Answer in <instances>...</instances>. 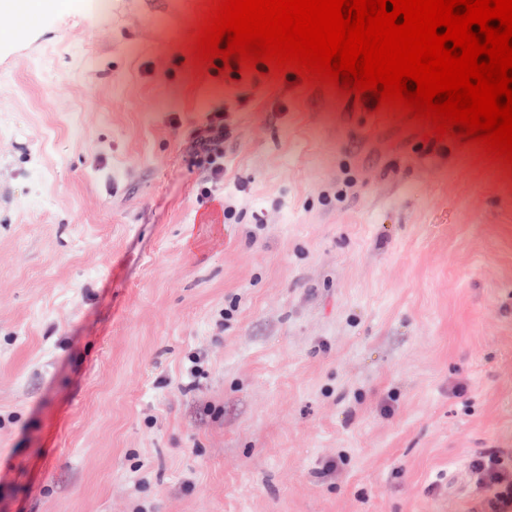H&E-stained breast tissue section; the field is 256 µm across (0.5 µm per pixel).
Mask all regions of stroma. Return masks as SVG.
Here are the masks:
<instances>
[{"mask_svg": "<svg viewBox=\"0 0 512 512\" xmlns=\"http://www.w3.org/2000/svg\"><path fill=\"white\" fill-rule=\"evenodd\" d=\"M207 2L0 11V512H483L512 168L194 65ZM226 128L220 112L211 114L204 130L198 133L193 142L196 156L207 165L209 182L217 184L224 178V155L220 147L224 143Z\"/></svg>", "mask_w": 512, "mask_h": 512, "instance_id": "1", "label": "stroma"}]
</instances>
